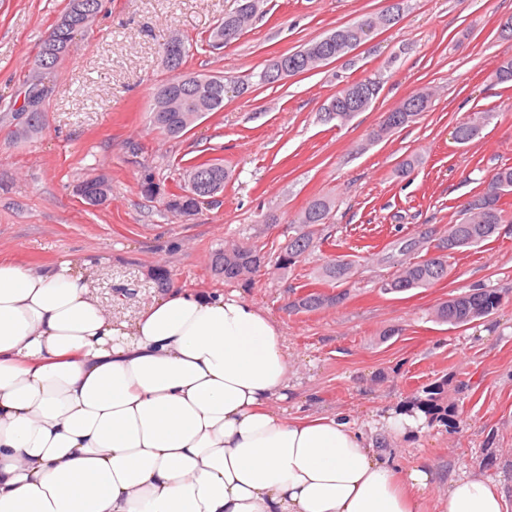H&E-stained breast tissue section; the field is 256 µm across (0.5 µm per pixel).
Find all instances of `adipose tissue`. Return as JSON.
Wrapping results in <instances>:
<instances>
[{
	"label": "adipose tissue",
	"instance_id": "1",
	"mask_svg": "<svg viewBox=\"0 0 512 512\" xmlns=\"http://www.w3.org/2000/svg\"><path fill=\"white\" fill-rule=\"evenodd\" d=\"M81 262L0 259V512H418L428 462L397 471L355 424L289 416L274 318L240 292L171 290L113 319ZM421 411L379 416L404 442ZM447 512H507L468 473Z\"/></svg>",
	"mask_w": 512,
	"mask_h": 512
}]
</instances>
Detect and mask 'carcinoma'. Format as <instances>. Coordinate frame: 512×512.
Wrapping results in <instances>:
<instances>
[{"mask_svg":"<svg viewBox=\"0 0 512 512\" xmlns=\"http://www.w3.org/2000/svg\"><path fill=\"white\" fill-rule=\"evenodd\" d=\"M262 0H237L234 11L224 15L210 33L208 47L220 50L240 39L246 29L258 16ZM100 0H67L66 7L52 30V38L43 42L36 61L35 76L27 89L37 90L45 97L46 80L53 73L60 60L68 51L75 37L86 32L89 26L86 19L100 12ZM384 14H364L352 23L305 44L301 49L283 55L288 64L294 65V72L307 73L315 70L323 62H332L349 50L363 26L378 25ZM186 57V46L179 42L164 48L162 64L170 72L171 78L159 85L154 94H171L178 98L180 111H150V124L153 129L168 139H178L190 129L189 119L203 117L210 112L224 109V81L222 75H194L181 72ZM380 82L366 77L346 85L330 98L333 111L324 113V121H336L339 125L350 122L359 112L370 108L377 97ZM431 94L417 90L404 98L390 110L398 115L394 126L381 122L368 134V143L380 142L396 130L414 122L430 103ZM24 115L22 125L14 126L11 132L16 141L26 142L38 138L44 129V113L27 110L20 106ZM494 113L483 112L478 118L460 124V143L467 144L477 138L481 130L490 123ZM186 183H175V190L163 201L165 210L174 217H188L202 208L205 200L224 191V183L230 180L232 172L221 162L212 160L190 162L181 167ZM197 176L196 189L189 188L187 179ZM112 187L104 176L85 179L76 186V192L85 205L96 208L106 202ZM512 193V166L495 169L488 177L487 188L474 195L475 205L460 210L457 221L448 228V235L431 247L426 257L416 262L401 265L391 277L380 282L384 293H405L416 288H429L448 277L450 259L458 252L479 247L490 242L499 234L498 224L508 214L503 198ZM335 200L327 195L311 199L294 221L295 234L277 253H265L247 244H234L213 251L211 266L214 271L228 281L238 280L257 273L267 266L286 273L306 254L316 247L319 227L330 223L335 210ZM320 275L331 281L345 282L352 275V264L331 258L322 266ZM345 294L333 295L308 292L296 299L293 307L299 311H315L325 306L338 305ZM504 295L493 288H470L441 302L433 312V319L451 326H464L481 319L497 310Z\"/></svg>","mask_w":512,"mask_h":512,"instance_id":"cac0c4a2","label":"carcinoma"}]
</instances>
